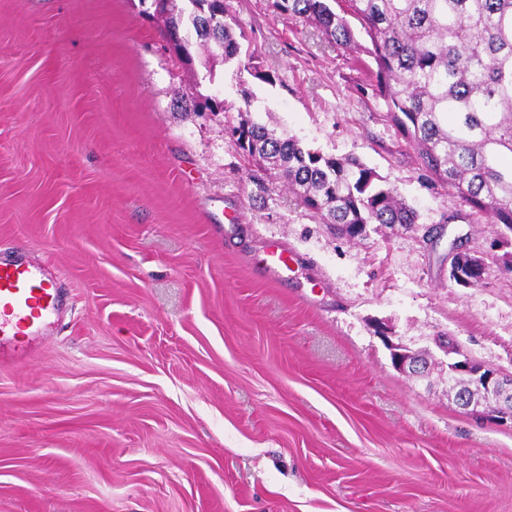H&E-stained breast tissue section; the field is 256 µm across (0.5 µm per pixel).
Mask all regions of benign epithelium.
I'll return each mask as SVG.
<instances>
[{
  "mask_svg": "<svg viewBox=\"0 0 512 512\" xmlns=\"http://www.w3.org/2000/svg\"><path fill=\"white\" fill-rule=\"evenodd\" d=\"M391 350L392 366L400 372L422 373L423 362L401 343L390 339L386 328L378 330ZM434 343L446 356L448 375L468 382L458 404L463 409H477L479 414L499 425H512V374H504L474 359L448 336H437Z\"/></svg>",
  "mask_w": 512,
  "mask_h": 512,
  "instance_id": "7a95c632",
  "label": "benign epithelium"
}]
</instances>
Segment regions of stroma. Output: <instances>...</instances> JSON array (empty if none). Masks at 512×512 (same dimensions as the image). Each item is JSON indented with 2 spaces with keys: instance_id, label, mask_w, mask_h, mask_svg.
Returning <instances> with one entry per match:
<instances>
[{
  "instance_id": "35a3bbf8",
  "label": "stroma",
  "mask_w": 512,
  "mask_h": 512,
  "mask_svg": "<svg viewBox=\"0 0 512 512\" xmlns=\"http://www.w3.org/2000/svg\"><path fill=\"white\" fill-rule=\"evenodd\" d=\"M272 3L224 0L267 84L199 45L184 63L139 0H0V258L28 248L66 303L0 364V512H512V426L447 372L396 371L375 333L512 373V233L427 180L356 18L355 52ZM245 89L416 224L350 241L282 181L259 193L225 132ZM456 243L479 284L449 280Z\"/></svg>"
}]
</instances>
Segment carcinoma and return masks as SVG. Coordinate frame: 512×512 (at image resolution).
<instances>
[{
  "mask_svg": "<svg viewBox=\"0 0 512 512\" xmlns=\"http://www.w3.org/2000/svg\"><path fill=\"white\" fill-rule=\"evenodd\" d=\"M369 37L374 90L417 150L427 178L455 188L471 208L512 232V0H347ZM214 19L201 31L183 13L167 29L192 61V37L213 44L229 63L241 44L224 20V0H195ZM280 13L305 17L332 43L356 49L346 18L328 0H274ZM240 120L230 126L243 156L265 179L283 180L296 201L322 224H376L408 229L417 214L356 158H336L281 138L252 116L243 93Z\"/></svg>",
  "mask_w": 512,
  "mask_h": 512,
  "instance_id": "obj_1",
  "label": "carcinoma"
}]
</instances>
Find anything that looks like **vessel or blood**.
<instances>
[{
    "mask_svg": "<svg viewBox=\"0 0 512 512\" xmlns=\"http://www.w3.org/2000/svg\"><path fill=\"white\" fill-rule=\"evenodd\" d=\"M59 289L27 250L16 259L0 261V341L38 330L57 307Z\"/></svg>",
    "mask_w": 512,
    "mask_h": 512,
    "instance_id": "vessel-or-blood-1",
    "label": "vessel or blood"
}]
</instances>
